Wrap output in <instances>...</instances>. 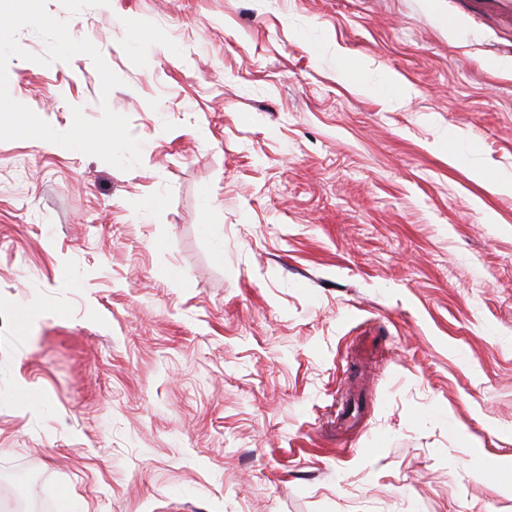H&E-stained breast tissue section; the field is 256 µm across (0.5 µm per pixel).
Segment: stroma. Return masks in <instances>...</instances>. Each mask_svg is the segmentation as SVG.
Returning a JSON list of instances; mask_svg holds the SVG:
<instances>
[{
    "label": "stroma",
    "mask_w": 512,
    "mask_h": 512,
    "mask_svg": "<svg viewBox=\"0 0 512 512\" xmlns=\"http://www.w3.org/2000/svg\"><path fill=\"white\" fill-rule=\"evenodd\" d=\"M462 3L48 0L123 84L10 95L142 161L0 141V512H512V19Z\"/></svg>",
    "instance_id": "obj_1"
}]
</instances>
